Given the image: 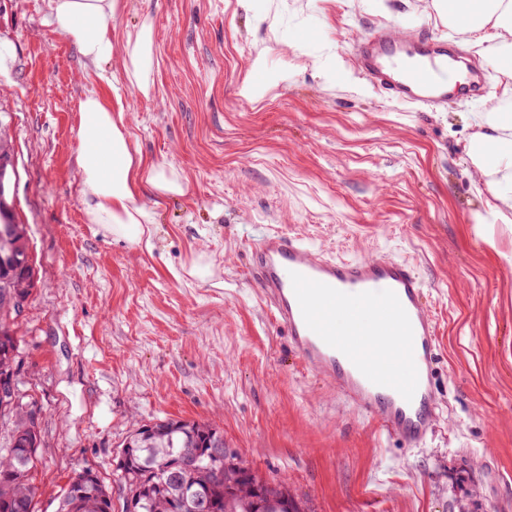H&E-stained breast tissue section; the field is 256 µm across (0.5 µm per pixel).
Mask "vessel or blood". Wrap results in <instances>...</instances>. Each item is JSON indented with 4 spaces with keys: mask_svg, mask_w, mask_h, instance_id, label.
<instances>
[{
    "mask_svg": "<svg viewBox=\"0 0 512 512\" xmlns=\"http://www.w3.org/2000/svg\"><path fill=\"white\" fill-rule=\"evenodd\" d=\"M461 59L447 40L408 37L390 28L366 35L356 50L366 79L404 102L441 104L483 94L480 68H472L466 82L451 81L449 73ZM254 263L255 284L270 301L292 351L382 431L419 445L435 424L437 332L415 270L390 257L319 258L282 233L261 240ZM354 302L376 307L378 320L391 323L397 334L367 360L334 335L337 304Z\"/></svg>",
    "mask_w": 512,
    "mask_h": 512,
    "instance_id": "obj_1",
    "label": "vessel or blood"
}]
</instances>
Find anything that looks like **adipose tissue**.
Returning a JSON list of instances; mask_svg holds the SVG:
<instances>
[{
  "instance_id": "obj_1",
  "label": "adipose tissue",
  "mask_w": 512,
  "mask_h": 512,
  "mask_svg": "<svg viewBox=\"0 0 512 512\" xmlns=\"http://www.w3.org/2000/svg\"><path fill=\"white\" fill-rule=\"evenodd\" d=\"M119 0H52V24L86 59L96 62L112 53L110 21ZM442 21L462 44H475L487 66L503 72L512 63V0H434ZM156 64L151 25L127 37L122 65L127 80L142 93L153 89ZM126 103L120 91L111 98L86 96L80 105L78 166L85 199L84 218L106 236L152 246L154 212L145 196L163 200L184 194L180 175L161 162L132 152L125 124ZM468 159L478 175L477 193L485 207L475 215L479 231L506 221L512 211V114L492 107L479 113ZM376 320L364 306L336 308V336L360 353L372 347L368 335Z\"/></svg>"
}]
</instances>
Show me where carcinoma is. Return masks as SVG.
Listing matches in <instances>:
<instances>
[{"mask_svg":"<svg viewBox=\"0 0 512 512\" xmlns=\"http://www.w3.org/2000/svg\"><path fill=\"white\" fill-rule=\"evenodd\" d=\"M9 149L0 142V228L12 226L9 237L0 238V377L13 374L17 339L16 303L29 298L35 286L34 269L22 270L16 260L29 255L25 225L6 214L5 194ZM10 424L7 445L0 446V512H35L37 487L33 472L40 444L11 451L15 435L26 430V411L0 400V420ZM221 436L213 424L165 419L151 424L149 432L137 428L126 439L124 454L129 463L118 474L130 504L122 498L121 512H202L198 499L209 512H272L274 506L262 497L237 489L241 466L235 455L212 453L209 442ZM56 512H114L113 490L92 470L83 468L70 478Z\"/></svg>","mask_w":512,"mask_h":512,"instance_id":"obj_1","label":"carcinoma"}]
</instances>
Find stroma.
Instances as JSON below:
<instances>
[{
	"mask_svg": "<svg viewBox=\"0 0 512 512\" xmlns=\"http://www.w3.org/2000/svg\"><path fill=\"white\" fill-rule=\"evenodd\" d=\"M50 0H0V136L7 200L25 224L35 286L15 329V379L41 415L37 512L73 470L116 480L134 424L215 423L224 445L309 512H512V229L494 245L467 158L477 113H512L505 79L431 108L368 84L353 48L391 26L451 31L433 0H120L112 54L84 59ZM153 30L154 89L124 76L121 45ZM334 54L336 76L313 78ZM266 61L261 101L241 97ZM120 88L133 149L176 169L184 195L155 208L154 248L83 216L79 104ZM318 256H388L425 284L438 330L436 426L415 448L378 431L289 347L254 284L263 236ZM210 267L198 280L193 263Z\"/></svg>",
	"mask_w": 512,
	"mask_h": 512,
	"instance_id": "obj_1",
	"label": "stroma"
}]
</instances>
